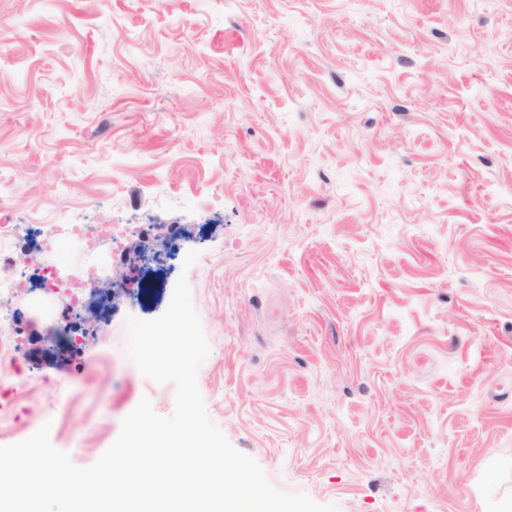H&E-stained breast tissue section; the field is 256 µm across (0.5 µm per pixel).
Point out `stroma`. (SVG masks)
I'll use <instances>...</instances> for the list:
<instances>
[{
	"mask_svg": "<svg viewBox=\"0 0 512 512\" xmlns=\"http://www.w3.org/2000/svg\"><path fill=\"white\" fill-rule=\"evenodd\" d=\"M0 183V224H97L61 273L103 268L76 362L62 298L0 297L27 363L0 446L47 423L86 468L142 398L170 415L126 319L183 274L207 413L276 488L512 499V0H0ZM112 222L165 264L110 250Z\"/></svg>",
	"mask_w": 512,
	"mask_h": 512,
	"instance_id": "35a3bbf8",
	"label": "stroma"
}]
</instances>
